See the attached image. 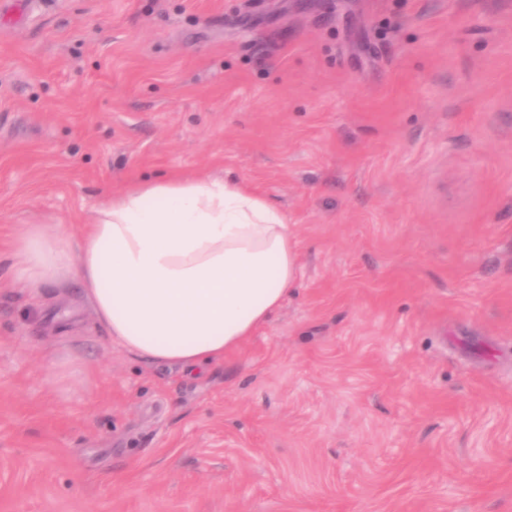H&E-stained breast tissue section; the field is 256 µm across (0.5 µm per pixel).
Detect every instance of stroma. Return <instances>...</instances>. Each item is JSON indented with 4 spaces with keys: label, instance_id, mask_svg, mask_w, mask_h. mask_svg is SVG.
<instances>
[{
    "label": "stroma",
    "instance_id": "35a3bbf8",
    "mask_svg": "<svg viewBox=\"0 0 512 512\" xmlns=\"http://www.w3.org/2000/svg\"><path fill=\"white\" fill-rule=\"evenodd\" d=\"M203 175L299 262L205 373L13 281L27 225ZM0 512H512V0H0Z\"/></svg>",
    "mask_w": 512,
    "mask_h": 512
}]
</instances>
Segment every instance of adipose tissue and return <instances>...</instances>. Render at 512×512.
<instances>
[{"mask_svg": "<svg viewBox=\"0 0 512 512\" xmlns=\"http://www.w3.org/2000/svg\"><path fill=\"white\" fill-rule=\"evenodd\" d=\"M31 298L77 284L109 341L194 372L266 324L298 276L287 217L239 180L165 178L99 202L80 235L33 224L11 249Z\"/></svg>", "mask_w": 512, "mask_h": 512, "instance_id": "obj_1", "label": "adipose tissue"}]
</instances>
